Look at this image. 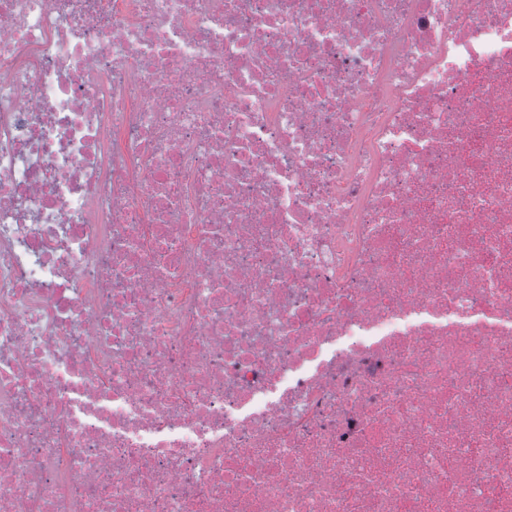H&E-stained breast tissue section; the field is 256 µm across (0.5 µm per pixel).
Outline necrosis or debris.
Wrapping results in <instances>:
<instances>
[{"label":"necrosis or debris","mask_w":512,"mask_h":512,"mask_svg":"<svg viewBox=\"0 0 512 512\" xmlns=\"http://www.w3.org/2000/svg\"><path fill=\"white\" fill-rule=\"evenodd\" d=\"M0 512H512V0H0Z\"/></svg>","instance_id":"necrosis-or-debris-1"}]
</instances>
